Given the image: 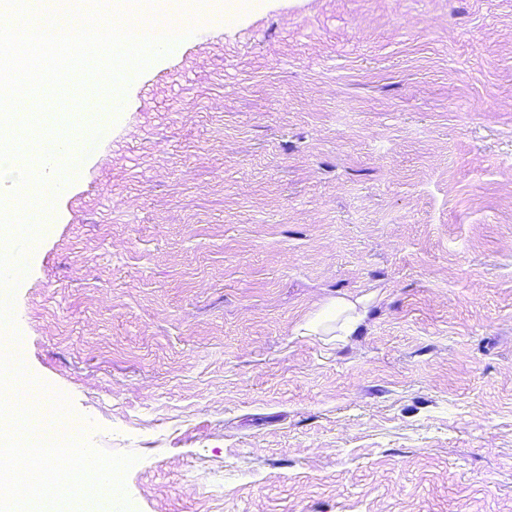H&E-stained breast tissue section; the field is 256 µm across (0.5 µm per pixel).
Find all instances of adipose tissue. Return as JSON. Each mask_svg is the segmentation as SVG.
<instances>
[{
    "mask_svg": "<svg viewBox=\"0 0 512 512\" xmlns=\"http://www.w3.org/2000/svg\"><path fill=\"white\" fill-rule=\"evenodd\" d=\"M375 300L372 294L326 299L298 324L296 333L326 336L331 343L344 345L365 326Z\"/></svg>",
    "mask_w": 512,
    "mask_h": 512,
    "instance_id": "1",
    "label": "adipose tissue"
}]
</instances>
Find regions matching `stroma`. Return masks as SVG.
<instances>
[{"label": "stroma", "mask_w": 512, "mask_h": 512, "mask_svg": "<svg viewBox=\"0 0 512 512\" xmlns=\"http://www.w3.org/2000/svg\"><path fill=\"white\" fill-rule=\"evenodd\" d=\"M97 128L0 349L131 512H512V0H248ZM376 294L328 298L296 328L300 336H331L336 348L350 341L366 325Z\"/></svg>", "instance_id": "obj_1"}]
</instances>
